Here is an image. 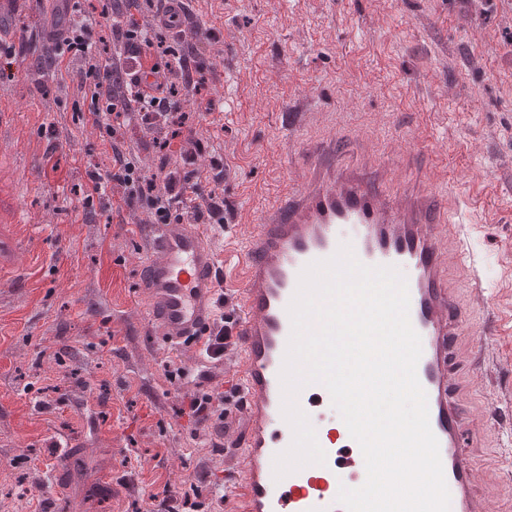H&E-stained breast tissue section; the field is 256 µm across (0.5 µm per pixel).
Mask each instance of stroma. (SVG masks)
Masks as SVG:
<instances>
[{"label": "stroma", "instance_id": "35a3bbf8", "mask_svg": "<svg viewBox=\"0 0 512 512\" xmlns=\"http://www.w3.org/2000/svg\"><path fill=\"white\" fill-rule=\"evenodd\" d=\"M54 0H16L19 47L0 98V187L32 222L21 251L0 211V512H172L183 500L219 512L229 466L224 432L183 413L191 396L223 391V363L160 343L141 316L137 286L150 211L123 189L92 190L112 172L94 106L71 82L33 65L58 32ZM166 36L198 54L195 86L172 97L201 141L182 212L224 199L209 242L244 234L262 208L295 186L321 141L336 163L385 178L390 195L434 173L461 199L479 260L484 304L454 369L489 512H512V0H186ZM308 122L288 128L294 102ZM145 175L164 153L124 125ZM63 471L64 496L51 479Z\"/></svg>", "mask_w": 512, "mask_h": 512}]
</instances>
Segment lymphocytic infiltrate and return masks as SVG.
Instances as JSON below:
<instances>
[{"label": "lymphocytic infiltrate", "mask_w": 512, "mask_h": 512, "mask_svg": "<svg viewBox=\"0 0 512 512\" xmlns=\"http://www.w3.org/2000/svg\"><path fill=\"white\" fill-rule=\"evenodd\" d=\"M115 59L105 58L93 40L92 24L88 21L70 24L63 32L56 47L57 72H69V60L81 61V75L77 91L89 97L101 120L97 127L104 131L112 145L113 167L111 180H104L99 173H91L95 193L102 194L109 182H117L124 191L127 204L146 206L155 223H169L174 206L186 191L187 176L174 171H160L145 176L136 159L120 146L121 138L108 116L137 114L148 130L163 135L160 147L165 152H178L183 163H191L194 149L174 144L168 131L174 123L169 95L176 82L190 84L193 68L189 60H181L178 66H161L160 59L169 55L164 36L153 28L142 27L132 19L113 20L111 26ZM152 74L158 78L157 94H148L139 88L142 76Z\"/></svg>", "instance_id": "obj_1"}]
</instances>
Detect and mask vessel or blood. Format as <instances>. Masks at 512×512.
<instances>
[{
  "label": "vessel or blood",
  "mask_w": 512,
  "mask_h": 512,
  "mask_svg": "<svg viewBox=\"0 0 512 512\" xmlns=\"http://www.w3.org/2000/svg\"><path fill=\"white\" fill-rule=\"evenodd\" d=\"M343 245L361 263L393 266L405 277L410 321L422 342L417 377L439 442L450 512H482V471L467 450L463 413L452 391V358L460 350L465 317L482 297L460 202L453 194L435 193L428 179L393 198L356 170L323 163L234 243L241 261L232 306L235 355L225 366L236 375L238 404L227 418L241 421L242 428L224 433L234 461L224 483L225 512H345L337 501L340 486L366 476L361 449L341 421L316 431L325 464L274 476L275 456L293 440L280 382L292 331L288 306L302 270ZM218 268L202 226L176 219L154 226L139 287L145 321L164 343L204 345L218 306ZM455 272L469 282L467 294L454 288Z\"/></svg>",
  "instance_id": "obj_1"
}]
</instances>
